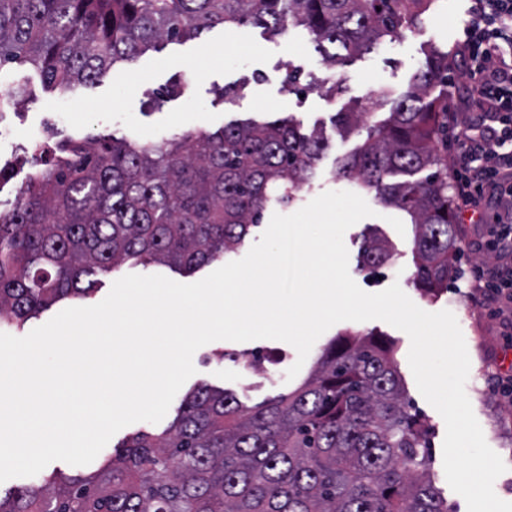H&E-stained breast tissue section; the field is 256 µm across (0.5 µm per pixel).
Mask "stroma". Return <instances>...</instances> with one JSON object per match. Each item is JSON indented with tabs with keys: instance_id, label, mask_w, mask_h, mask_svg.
I'll list each match as a JSON object with an SVG mask.
<instances>
[{
	"instance_id": "stroma-1",
	"label": "stroma",
	"mask_w": 512,
	"mask_h": 512,
	"mask_svg": "<svg viewBox=\"0 0 512 512\" xmlns=\"http://www.w3.org/2000/svg\"><path fill=\"white\" fill-rule=\"evenodd\" d=\"M466 7V0H429L420 19L403 29L399 39L383 40L372 52L352 56L335 66L323 63L304 27L289 26L272 42L263 28L245 24L231 29L217 27L192 40L149 49L136 59L116 63L115 77L96 84H78L65 93L48 88L36 71H19L0 80V87L5 89L18 82L27 85L21 102L0 118V161L8 165L0 180V202L14 199L31 171L29 157L37 145L45 142L63 144L98 135L159 141L191 130L213 133L224 125L250 118H290L306 132L317 126L323 128L328 147L315 166L313 178L294 190L284 214L298 211L326 191H351L366 200L372 216L344 234L350 275L366 292L376 293L396 282L424 311L448 310L454 314L470 359L466 394L487 444L507 465L506 472L495 480L494 491L500 499L512 502V402L490 388L491 373H512V347L499 335L495 321L485 314L472 288V267L492 261L490 255L477 252L471 244L472 239L483 235L484 226L469 224L458 231L456 274L449 278L447 289L425 293L414 282L413 228L404 214L382 203L375 191L333 174L359 143L358 136L345 139L339 135L332 123L334 115L357 100L364 102L384 94L392 100L399 98L429 51L453 55ZM290 70L310 83L311 91L302 96L288 92L285 77ZM337 83L342 84V92L329 95V88ZM169 86L174 87V94L163 104H156L157 94ZM227 86L236 88V96L222 97L221 91ZM372 230L385 234L395 244L397 255L392 262L369 272L360 268L359 261L364 236ZM211 271L208 265L192 274L166 265H125L98 274L96 290L89 298L59 301L30 320L27 327L35 329L65 308L101 302L114 281L133 272L193 283ZM346 332H375L393 343L407 409L419 415L429 428L431 479L447 500L450 512H467L464 498L446 481L442 452L445 423L416 385L408 363L410 339L406 333L380 320L339 322L315 342L301 364L300 377H307L326 344ZM218 351L224 353L223 361L215 360ZM262 351H275L281 356L273 379H265L244 366V356ZM297 362L296 349L282 341L217 340L195 352L196 372L184 387L189 390L201 383L221 387L252 406L295 389L296 381L287 380L286 373Z\"/></svg>"
}]
</instances>
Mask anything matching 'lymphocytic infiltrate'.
<instances>
[{
	"label": "lymphocytic infiltrate",
	"mask_w": 512,
	"mask_h": 512,
	"mask_svg": "<svg viewBox=\"0 0 512 512\" xmlns=\"http://www.w3.org/2000/svg\"><path fill=\"white\" fill-rule=\"evenodd\" d=\"M455 56L474 87L464 119L445 112L460 217L495 220L478 240L493 261L475 267L477 291L512 344V0H469Z\"/></svg>",
	"instance_id": "f902f5d3"
}]
</instances>
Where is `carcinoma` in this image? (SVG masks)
<instances>
[{
	"label": "carcinoma",
	"mask_w": 512,
	"mask_h": 512,
	"mask_svg": "<svg viewBox=\"0 0 512 512\" xmlns=\"http://www.w3.org/2000/svg\"><path fill=\"white\" fill-rule=\"evenodd\" d=\"M426 0H0V70L37 71L65 91L163 42L250 23L279 35L304 27L327 63L397 38ZM448 61L432 51L389 117L368 127L337 175L375 189L415 226L414 279L448 287L456 250L448 173L390 183L439 165L440 104L429 91ZM372 104L335 115L346 134ZM326 147L290 121L232 124L154 143L115 137L44 143L11 208L0 210V314L18 325L82 279L130 263L187 272L236 250L271 206L309 181ZM394 256L372 233L361 267ZM427 428L408 413L392 351L346 337L325 348L309 380L248 407L222 388L192 389L162 431L136 432L89 475L42 473L0 494V512H449L427 476Z\"/></svg>",
	"instance_id": "1"
}]
</instances>
